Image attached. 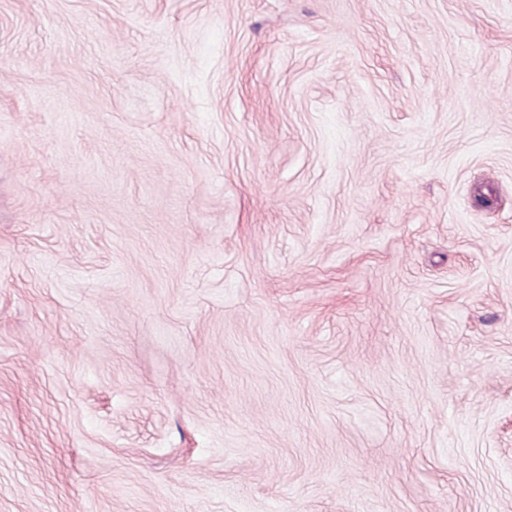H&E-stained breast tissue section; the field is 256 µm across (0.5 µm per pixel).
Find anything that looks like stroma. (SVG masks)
I'll use <instances>...</instances> for the list:
<instances>
[{
    "label": "stroma",
    "mask_w": 512,
    "mask_h": 512,
    "mask_svg": "<svg viewBox=\"0 0 512 512\" xmlns=\"http://www.w3.org/2000/svg\"><path fill=\"white\" fill-rule=\"evenodd\" d=\"M0 512H512V0H0Z\"/></svg>",
    "instance_id": "1"
}]
</instances>
